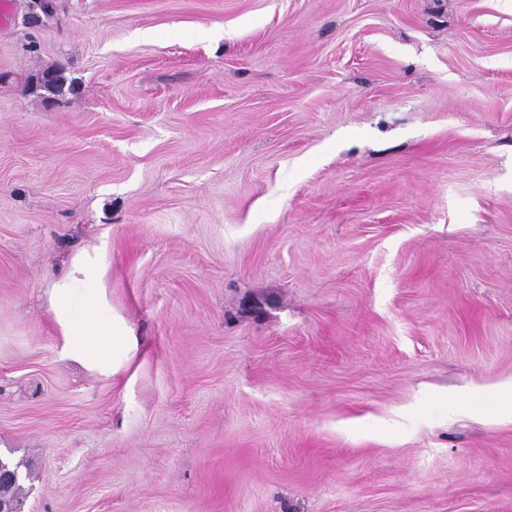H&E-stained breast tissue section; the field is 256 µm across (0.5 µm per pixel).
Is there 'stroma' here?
<instances>
[{
  "mask_svg": "<svg viewBox=\"0 0 512 512\" xmlns=\"http://www.w3.org/2000/svg\"><path fill=\"white\" fill-rule=\"evenodd\" d=\"M9 2L23 512H512V0ZM59 64L80 95L27 87ZM82 253L110 376L49 308Z\"/></svg>",
  "mask_w": 512,
  "mask_h": 512,
  "instance_id": "35a3bbf8",
  "label": "stroma"
}]
</instances>
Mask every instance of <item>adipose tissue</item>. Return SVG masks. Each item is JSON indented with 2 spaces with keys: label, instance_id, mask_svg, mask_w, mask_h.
I'll list each match as a JSON object with an SVG mask.
<instances>
[{
  "label": "adipose tissue",
  "instance_id": "ef3b65f1",
  "mask_svg": "<svg viewBox=\"0 0 512 512\" xmlns=\"http://www.w3.org/2000/svg\"><path fill=\"white\" fill-rule=\"evenodd\" d=\"M93 264L75 262L50 292L51 311L64 338L63 353L102 373L115 372L113 354L131 352L134 344L125 322L116 318L100 286Z\"/></svg>",
  "mask_w": 512,
  "mask_h": 512
}]
</instances>
